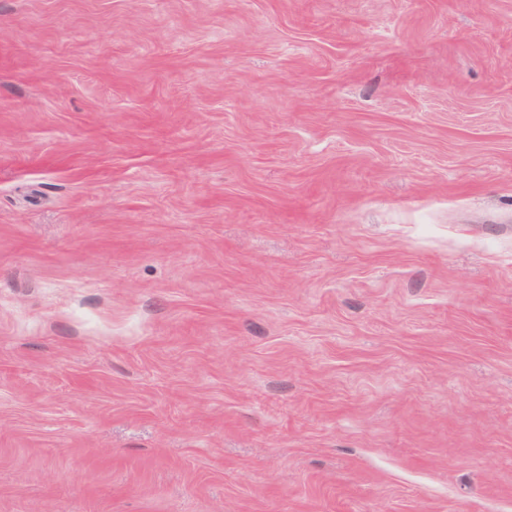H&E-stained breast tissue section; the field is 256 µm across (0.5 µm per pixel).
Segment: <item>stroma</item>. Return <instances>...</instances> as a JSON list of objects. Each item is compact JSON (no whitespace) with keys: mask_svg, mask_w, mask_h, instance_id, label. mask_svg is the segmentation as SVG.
I'll return each instance as SVG.
<instances>
[{"mask_svg":"<svg viewBox=\"0 0 512 512\" xmlns=\"http://www.w3.org/2000/svg\"><path fill=\"white\" fill-rule=\"evenodd\" d=\"M0 512H512V0H0Z\"/></svg>","mask_w":512,"mask_h":512,"instance_id":"1","label":"stroma"}]
</instances>
